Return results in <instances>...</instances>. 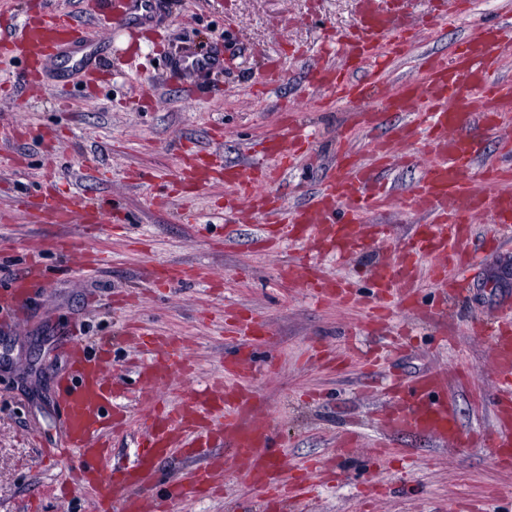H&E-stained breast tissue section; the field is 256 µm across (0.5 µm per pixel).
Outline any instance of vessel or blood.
<instances>
[{
	"label": "vessel or blood",
	"mask_w": 512,
	"mask_h": 512,
	"mask_svg": "<svg viewBox=\"0 0 512 512\" xmlns=\"http://www.w3.org/2000/svg\"><path fill=\"white\" fill-rule=\"evenodd\" d=\"M155 5L156 0H100L97 23L127 31L133 11H150ZM357 5L356 24L338 38L339 50L348 63L346 75L332 79L320 70L316 78L336 94L363 100L371 98L378 86L377 77L365 71L369 62L378 57L407 56L421 29L406 11L404 0H357ZM39 8L40 24L14 27L0 38V55L38 61V69L27 74L34 83H44L49 70L63 61L71 68L68 75L58 78V87H66L73 76L89 82L97 71L90 32L60 12L55 0H39ZM510 46L512 23L505 22L477 29L448 56L425 58L419 65L423 84L405 83L385 99V111L404 115V122L395 126L390 138L371 143L370 163H359L348 150L327 164L320 188L292 213L285 232L298 233L300 239L339 252L361 249L384 237V228L369 226L366 217L393 200L388 176L408 159L407 153L397 151V144L422 137L427 162L420 169L412 199L422 208L424 221L415 226L413 245L400 260L376 269L374 295L412 300L425 278L442 296L459 294L461 280L449 278L437 257L455 255L460 236L476 216H490L495 224H512V147L488 161L473 135L474 129L493 132L512 120V83L498 77L495 69ZM223 68L224 55L219 51L191 54L171 65L172 72L180 75ZM300 151L294 142L271 139L262 157L225 173L230 201H246L254 212L276 221L279 212L269 206L260 188L279 181ZM41 209L52 223L68 222L75 215L94 222L99 215L93 204L51 195L44 197ZM30 253L17 288L0 292V319L16 328L27 323L28 299L38 292L43 280L41 245H33ZM154 345L152 359L135 368L142 381L141 396L151 404L157 389L183 359L182 345L175 338H159ZM492 347L499 379L491 445L511 448L512 332H497ZM65 362V370L56 377L62 443L42 449L41 455L72 465L77 474L76 490L88 489L94 494V512H143L142 492L161 481L166 484L164 498L168 501L210 493L228 457L241 463L246 477L264 489L268 512H286L309 494L316 470H308L305 479L294 482L276 473L270 453L272 430L257 420L256 392L244 382L246 361L232 362L226 380L197 390L176 408L153 407L147 448L135 466L117 475L107 468L112 459L109 436L121 426L115 415V392L121 380L112 374V345L103 341L92 346L74 338L65 350ZM395 398V405L379 423L381 454H389L391 438L408 431L460 441L453 415L455 395L442 374L397 381ZM213 441L223 445L224 455L207 453ZM188 454L198 457L188 475L161 480L159 462Z\"/></svg>",
	"instance_id": "obj_1"
}]
</instances>
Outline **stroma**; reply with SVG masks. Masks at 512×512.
I'll return each instance as SVG.
<instances>
[{
  "label": "stroma",
  "instance_id": "stroma-1",
  "mask_svg": "<svg viewBox=\"0 0 512 512\" xmlns=\"http://www.w3.org/2000/svg\"><path fill=\"white\" fill-rule=\"evenodd\" d=\"M355 7V0H172L155 16L154 30L137 40L101 30L98 82L89 88L71 82L63 101L48 88L21 87V63L0 56V134L8 141L0 150V290L24 269L27 245L46 247L42 291L30 301L27 326L0 329V512H17L22 500L37 495L44 498L42 512H88L85 497L64 507L48 498L50 485L73 483L74 476L37 456L38 447L59 445L55 375L60 346L72 330L88 342L112 344V369L122 380L119 401L131 419L126 432L112 438V467L136 461L146 428L133 398L138 379L124 326L137 319L184 343L193 374H173L161 394L170 402L220 378L231 359H249V383L260 396L257 416L274 430L272 455L286 469L324 459L344 433L362 432L355 455L342 463V478L318 479L305 512H351L356 503L361 512H465L476 501L484 512H512V466L496 462L489 441L496 378L490 336L500 314L512 313V225H476L465 293L448 300L446 330L408 307L390 312L383 328L364 308L318 301L313 288L281 272V264L307 255L306 242L286 235L277 259L259 254L255 242L267 222L247 209L226 220L223 181L201 189L179 182L187 148L240 169L252 146L291 121L308 132L310 147L270 188L283 214L309 199L321 167L342 148L367 159L369 141L390 135L400 115L382 113L378 100L328 103L303 76L307 64L339 63L324 42L352 26ZM228 13L239 22L232 31L224 28ZM508 20L512 0H480L469 15L437 27L412 56L392 61L380 82L392 88L418 78L417 58L449 53L480 25ZM222 47L230 49V63L210 81L223 95L209 99L189 92L179 78H166V56ZM269 56L278 59L283 80L264 89L257 76ZM360 111L380 112L377 125L355 127ZM49 175L61 192L101 202L105 219L44 223L36 202ZM419 176L413 165L393 173L392 208L379 216L386 240L348 257L322 254L317 265L371 294L370 269L394 260L408 244L411 225L422 221L410 200ZM116 212L127 219L118 233L110 220ZM58 238L79 253L105 252L111 261L87 277L76 262L61 263L51 247ZM168 269L193 277L173 285L149 281V272ZM238 315L257 317L264 331L235 336ZM473 322L479 332H471ZM432 370L447 377L458 425L475 434V442L462 447L402 435L390 458L377 461L373 415L384 396L369 384ZM32 429L41 446L29 440ZM222 483L216 498L164 502L155 489L146 498L155 512H264V493L236 461H227Z\"/></svg>",
  "mask_w": 512,
  "mask_h": 512
}]
</instances>
